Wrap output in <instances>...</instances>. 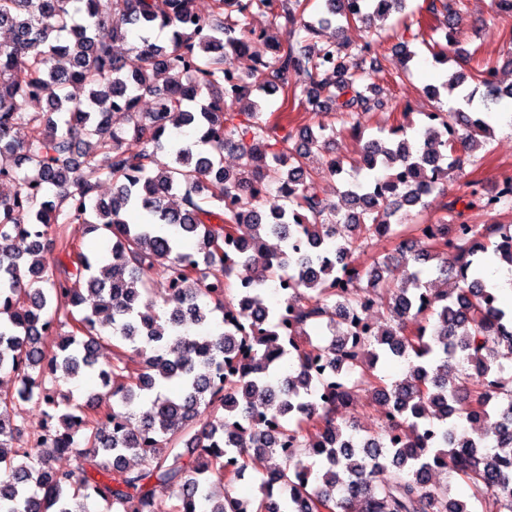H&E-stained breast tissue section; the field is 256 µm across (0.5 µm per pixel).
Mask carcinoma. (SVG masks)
Wrapping results in <instances>:
<instances>
[{
    "label": "carcinoma",
    "instance_id": "cac0c4a2",
    "mask_svg": "<svg viewBox=\"0 0 512 512\" xmlns=\"http://www.w3.org/2000/svg\"><path fill=\"white\" fill-rule=\"evenodd\" d=\"M72 2L0 0V372L16 382L0 389V512H97L101 501L105 512H156L159 486L172 491L169 512H196L202 500L208 512H512V313L484 277L490 258L512 267V225L404 223L485 147L486 113L512 99V85H491L497 69L478 65L427 86L434 98L456 92L458 107L440 114L457 137L425 123L368 140L353 160L364 180L343 185L341 212L305 163L335 128L306 126L293 148L289 132L272 143L263 103L276 95L355 129L383 111L365 63L385 42L377 22L406 0H325L311 20L308 0H212L215 22L196 0ZM464 6L423 0L406 17L392 47L397 78L416 57L409 45L425 40V16L447 19L433 41L438 62L471 59L454 27ZM255 12L274 32L250 26ZM344 22L369 31L355 53L320 39ZM105 27L110 38H97ZM165 29L170 45L151 40ZM132 30L140 35L129 70L114 44ZM42 98L46 109H25ZM185 126L198 131L194 141L174 137ZM226 152L246 166L225 168ZM104 177L107 201L96 196ZM256 181L278 185L284 204L257 208ZM469 186V206L512 203V178L492 191ZM74 222L113 235L109 263L96 267L68 245L60 225ZM243 223L251 252L231 254L225 245ZM340 224L354 236L339 237ZM421 235L443 289L416 271L408 286L385 278L396 259L421 261L407 247ZM188 236L198 239L193 261L181 246ZM374 237L397 242L395 254L355 257ZM269 238L283 249L255 272L251 254ZM158 275L168 279V309L149 316L141 307ZM247 275L255 288L241 297L236 283ZM284 278L295 307L286 325L260 296ZM90 295L98 303L88 310ZM367 296L389 317L371 336L362 327ZM214 311L224 313L222 335L187 331ZM310 327L327 330L329 343L313 340ZM48 332L54 350L43 344ZM138 343L155 355H125ZM105 345L112 365L98 371L106 392L94 410L46 388L94 369ZM284 357L292 373L275 383ZM382 359L406 360V376L386 383L376 373ZM318 361L344 378L317 373ZM362 388L395 407L364 439L347 424ZM30 405L53 410L35 431ZM61 456L75 466L54 467ZM250 464L259 498L228 489ZM443 470L470 485V499L432 481Z\"/></svg>",
    "mask_w": 512,
    "mask_h": 512
}]
</instances>
